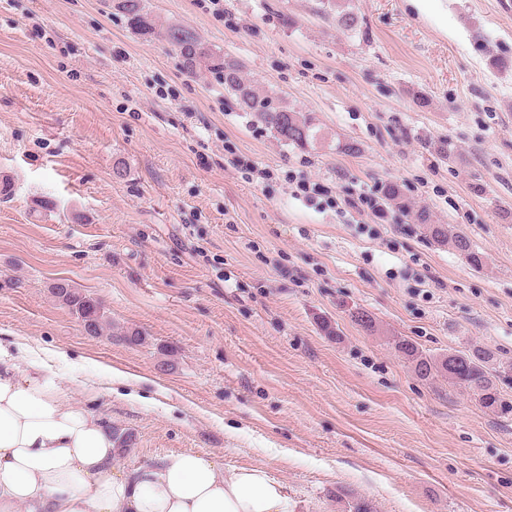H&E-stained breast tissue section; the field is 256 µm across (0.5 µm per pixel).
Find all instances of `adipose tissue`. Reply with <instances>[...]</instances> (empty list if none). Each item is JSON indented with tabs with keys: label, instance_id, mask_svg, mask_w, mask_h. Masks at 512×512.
<instances>
[{
	"label": "adipose tissue",
	"instance_id": "1",
	"mask_svg": "<svg viewBox=\"0 0 512 512\" xmlns=\"http://www.w3.org/2000/svg\"><path fill=\"white\" fill-rule=\"evenodd\" d=\"M115 448L38 354L0 341V512H292L266 467L182 452L126 471Z\"/></svg>",
	"mask_w": 512,
	"mask_h": 512
}]
</instances>
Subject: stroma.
<instances>
[{
  "instance_id": "obj_1",
  "label": "stroma",
  "mask_w": 512,
  "mask_h": 512,
  "mask_svg": "<svg viewBox=\"0 0 512 512\" xmlns=\"http://www.w3.org/2000/svg\"><path fill=\"white\" fill-rule=\"evenodd\" d=\"M148 3L312 114L319 138L275 139L113 0H0V338L46 351L75 402L134 434L117 467L262 465L293 512H339L340 490L377 512H512V415L420 380L391 344L512 362V8L353 0L347 33L316 0H223L234 29L201 0ZM234 152L276 180L246 182ZM290 173L341 198L398 184L486 264L407 215L361 232L370 216L296 199ZM40 197L53 211L33 214ZM61 280L101 304L103 333L54 297Z\"/></svg>"
}]
</instances>
